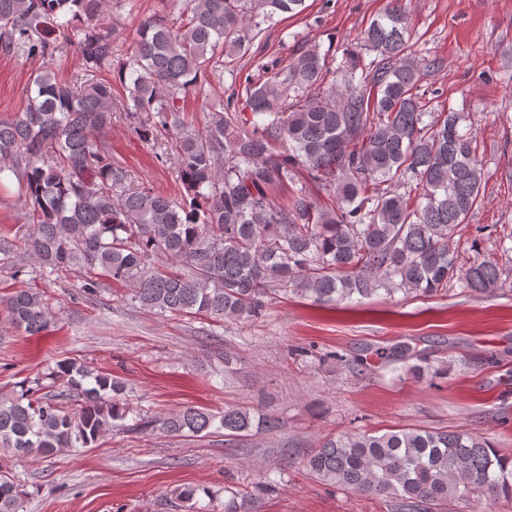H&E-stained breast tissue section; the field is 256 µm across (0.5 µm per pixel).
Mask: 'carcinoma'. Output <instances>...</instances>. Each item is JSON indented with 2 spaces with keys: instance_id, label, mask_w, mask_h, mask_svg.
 I'll return each mask as SVG.
<instances>
[{
  "instance_id": "cac0c4a2",
  "label": "carcinoma",
  "mask_w": 512,
  "mask_h": 512,
  "mask_svg": "<svg viewBox=\"0 0 512 512\" xmlns=\"http://www.w3.org/2000/svg\"><path fill=\"white\" fill-rule=\"evenodd\" d=\"M178 2L177 16L143 20L133 50L113 70L103 0H0L1 50L51 60L73 44L87 72H113L111 80L68 84L41 67L24 111L0 120V174L11 172L19 184L34 225L21 246L40 268L79 269L88 294L112 279L143 308L224 322L256 317L290 291L336 302L379 291L433 295L453 281L471 293L498 287L497 263L466 267L448 244L479 202L483 172L459 113L425 121L418 85L440 62L409 51L402 0H386L364 29L371 60L349 52L336 64L304 40L286 65L260 67L244 79V95L208 110L201 131L184 120L180 101L206 83H224L226 72L237 82L234 62L263 25L301 13L305 0ZM114 80L140 139L176 131L179 197L130 185L112 161L105 136ZM302 169L334 205L299 184ZM288 183L297 189L279 206L269 189ZM408 185L419 190L415 205L401 191ZM21 246L0 239V255L8 259ZM162 255L187 271L151 266ZM3 302L29 335L48 329L40 292L20 288ZM46 379L0 395L1 450L25 458L91 448L130 413L119 399L123 383L108 373L68 359ZM147 426L174 436L222 431L235 441L276 423L235 406L217 413L186 406ZM307 466L341 490L390 501L393 512H448L470 497L512 502V458L468 429L330 436ZM273 488L267 480L233 492L224 512H262ZM23 496L0 462V512H20Z\"/></svg>"
}]
</instances>
